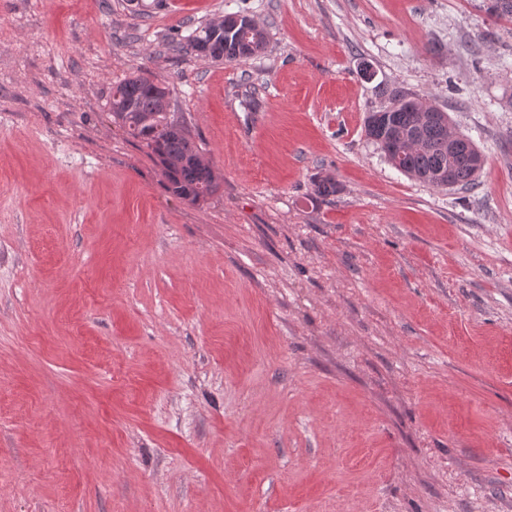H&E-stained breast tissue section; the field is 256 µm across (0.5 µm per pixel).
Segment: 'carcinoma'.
<instances>
[{
  "label": "carcinoma",
  "instance_id": "1",
  "mask_svg": "<svg viewBox=\"0 0 512 512\" xmlns=\"http://www.w3.org/2000/svg\"><path fill=\"white\" fill-rule=\"evenodd\" d=\"M267 30L257 23H237L226 15L220 23L209 22L188 36L171 43L176 56L220 61H245L265 53ZM170 89L141 75L112 87L108 110L113 122L128 129L157 159L165 171L170 191L191 204H199L220 189V181L200 150L189 129L169 112ZM448 113L435 109L428 123L422 124L411 101L386 112L376 123L365 120V135L389 153L393 166L411 178L431 186L441 171H451L454 187L467 189L475 184L481 170L470 162L466 148L448 152Z\"/></svg>",
  "mask_w": 512,
  "mask_h": 512
}]
</instances>
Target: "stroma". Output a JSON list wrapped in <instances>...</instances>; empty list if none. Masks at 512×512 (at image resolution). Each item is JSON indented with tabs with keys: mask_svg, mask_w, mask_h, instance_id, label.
Returning a JSON list of instances; mask_svg holds the SVG:
<instances>
[{
	"mask_svg": "<svg viewBox=\"0 0 512 512\" xmlns=\"http://www.w3.org/2000/svg\"><path fill=\"white\" fill-rule=\"evenodd\" d=\"M487 3L0 0V512H512V16ZM239 12L261 56L167 53ZM135 73L206 202L109 115ZM394 89L474 140L473 188L367 139ZM170 89L141 75L112 86L108 110L157 159L173 195L200 204L220 189V181L189 129L170 109Z\"/></svg>",
	"mask_w": 512,
	"mask_h": 512,
	"instance_id": "stroma-1",
	"label": "stroma"
}]
</instances>
